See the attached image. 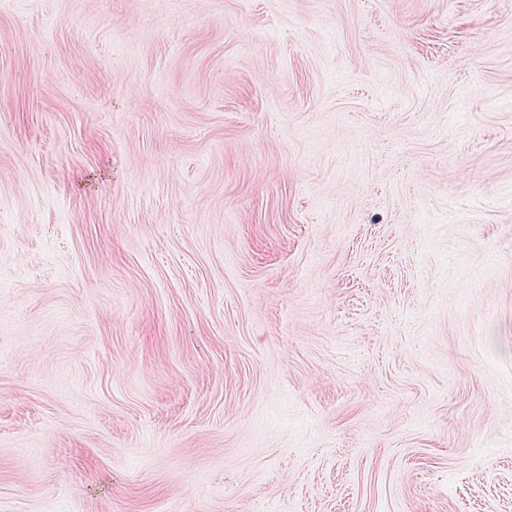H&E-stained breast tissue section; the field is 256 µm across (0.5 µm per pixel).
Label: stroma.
<instances>
[{
    "label": "stroma",
    "mask_w": 512,
    "mask_h": 512,
    "mask_svg": "<svg viewBox=\"0 0 512 512\" xmlns=\"http://www.w3.org/2000/svg\"><path fill=\"white\" fill-rule=\"evenodd\" d=\"M0 512H512V0H0Z\"/></svg>",
    "instance_id": "1"
}]
</instances>
